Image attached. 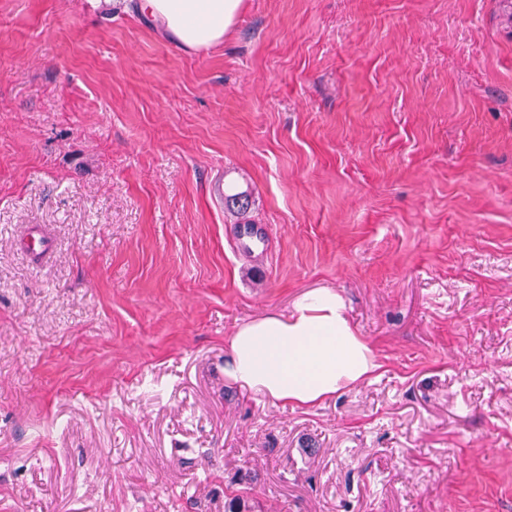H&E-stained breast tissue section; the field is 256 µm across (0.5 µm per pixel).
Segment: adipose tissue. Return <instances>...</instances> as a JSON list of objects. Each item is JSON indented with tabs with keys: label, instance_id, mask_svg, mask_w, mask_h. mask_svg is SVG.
<instances>
[{
	"label": "adipose tissue",
	"instance_id": "ef3b65f1",
	"mask_svg": "<svg viewBox=\"0 0 512 512\" xmlns=\"http://www.w3.org/2000/svg\"><path fill=\"white\" fill-rule=\"evenodd\" d=\"M243 0H138L146 15L182 47L223 43ZM224 375L285 408L311 407L381 370L369 344L351 326L342 298L328 288L303 293L290 312L238 325L225 339Z\"/></svg>",
	"mask_w": 512,
	"mask_h": 512
}]
</instances>
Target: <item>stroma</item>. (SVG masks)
Segmentation results:
<instances>
[{
  "mask_svg": "<svg viewBox=\"0 0 512 512\" xmlns=\"http://www.w3.org/2000/svg\"><path fill=\"white\" fill-rule=\"evenodd\" d=\"M502 9L244 0L189 52L130 0H0V512H512ZM314 288L380 376L227 380Z\"/></svg>",
  "mask_w": 512,
  "mask_h": 512,
  "instance_id": "stroma-1",
  "label": "stroma"
}]
</instances>
